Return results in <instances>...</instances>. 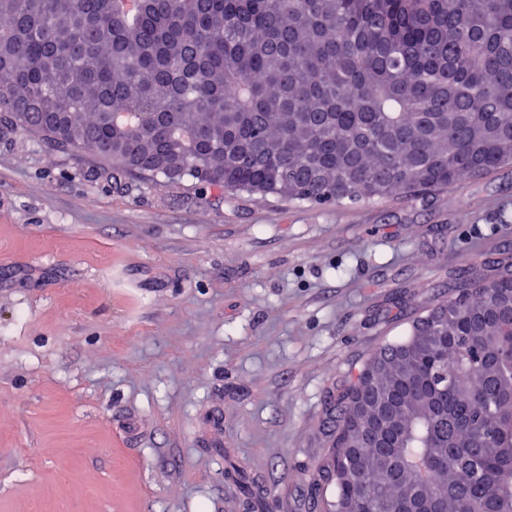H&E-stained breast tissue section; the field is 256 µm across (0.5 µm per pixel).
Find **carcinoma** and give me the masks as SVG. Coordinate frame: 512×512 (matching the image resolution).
Masks as SVG:
<instances>
[{
	"label": "carcinoma",
	"instance_id": "carcinoma-1",
	"mask_svg": "<svg viewBox=\"0 0 512 512\" xmlns=\"http://www.w3.org/2000/svg\"><path fill=\"white\" fill-rule=\"evenodd\" d=\"M62 112L37 121L27 104ZM0 122L144 180L205 154L226 193L405 196L512 166V0H0ZM505 275H458L447 325L376 350L342 397L330 512H512ZM396 399L385 448L367 383Z\"/></svg>",
	"mask_w": 512,
	"mask_h": 512
}]
</instances>
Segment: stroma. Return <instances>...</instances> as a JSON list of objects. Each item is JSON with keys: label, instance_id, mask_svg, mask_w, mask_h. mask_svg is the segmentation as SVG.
I'll return each mask as SVG.
<instances>
[{"label": "stroma", "instance_id": "obj_1", "mask_svg": "<svg viewBox=\"0 0 512 512\" xmlns=\"http://www.w3.org/2000/svg\"><path fill=\"white\" fill-rule=\"evenodd\" d=\"M512 257V167L311 205L0 126V512H321L351 371ZM66 473H59V463Z\"/></svg>", "mask_w": 512, "mask_h": 512}]
</instances>
